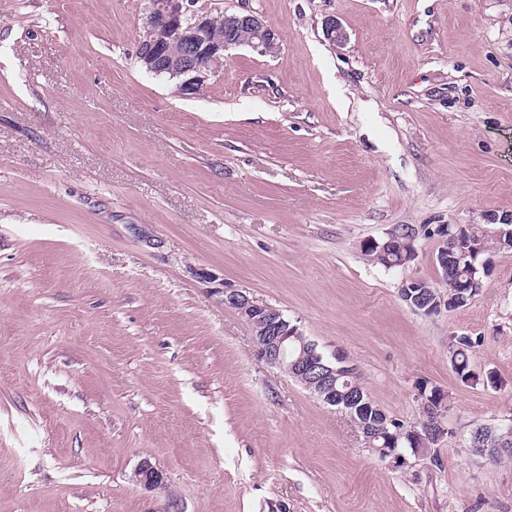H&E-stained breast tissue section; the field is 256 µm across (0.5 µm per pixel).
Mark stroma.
I'll return each mask as SVG.
<instances>
[{
	"mask_svg": "<svg viewBox=\"0 0 512 512\" xmlns=\"http://www.w3.org/2000/svg\"><path fill=\"white\" fill-rule=\"evenodd\" d=\"M145 6L0 0V512H512V459L468 448L512 416V251L463 308L398 292L447 291L436 225L512 217V0H193L283 42L192 98L141 68ZM401 225L414 259L369 262ZM228 288L345 354L390 419L447 392L434 458L371 455L258 358ZM456 336L498 387L458 380ZM135 482L145 489L155 490L163 485V473L148 461H143L134 471Z\"/></svg>",
	"mask_w": 512,
	"mask_h": 512,
	"instance_id": "stroma-1",
	"label": "stroma"
}]
</instances>
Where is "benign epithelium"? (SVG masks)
<instances>
[{
	"label": "benign epithelium",
	"mask_w": 512,
	"mask_h": 512,
	"mask_svg": "<svg viewBox=\"0 0 512 512\" xmlns=\"http://www.w3.org/2000/svg\"><path fill=\"white\" fill-rule=\"evenodd\" d=\"M143 19V39L137 58L141 67L155 76H163L175 82L176 92L183 97H193L215 76V62L224 58L226 51L248 47L261 55H273L280 50L281 35L267 20L254 13L224 14V37L211 34L212 18L190 13V0H147ZM325 34L334 45H342L347 33L336 20L329 18L324 24ZM444 256L440 268L448 273L449 248L455 246L448 225H439ZM512 242V218L488 232L480 246L488 244L499 248L503 236ZM224 305L235 311L249 323L260 328V339L254 340L257 356L267 364L289 375L307 380L312 391L326 403H336V370L326 365L325 355L313 342L300 338L297 326H292L279 310L259 305L238 290H224ZM299 342V353L289 359L288 341ZM137 484L149 490L163 485V473L144 461L134 471Z\"/></svg>",
	"instance_id": "obj_1"
}]
</instances>
